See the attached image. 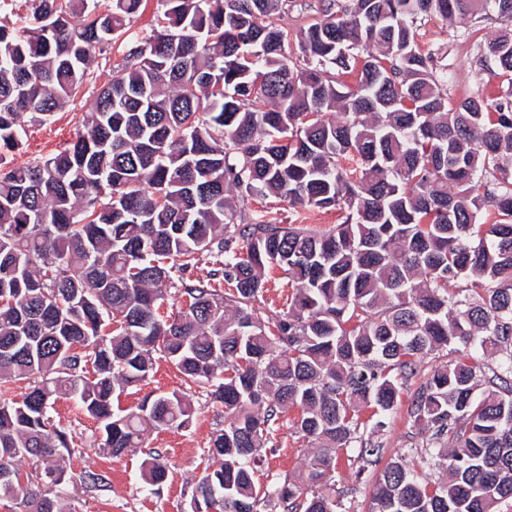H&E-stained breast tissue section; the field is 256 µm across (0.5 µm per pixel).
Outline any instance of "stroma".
I'll use <instances>...</instances> for the list:
<instances>
[{
    "mask_svg": "<svg viewBox=\"0 0 512 512\" xmlns=\"http://www.w3.org/2000/svg\"><path fill=\"white\" fill-rule=\"evenodd\" d=\"M478 37L465 33L464 25L448 27L445 21L435 19L420 30L421 44H439L444 48V62L452 81L448 86L450 97L459 99L476 92L494 94L498 91V79L492 78L486 66L480 62L478 40H489L511 28L497 17L486 18L479 23ZM120 52L109 50L97 56L93 63L94 80L64 108L55 112L45 123L27 122V134L18 150L7 153V161L20 164L44 158L65 148L81 129L80 120L92 112L96 96L107 83L113 66L119 62ZM249 209L256 211L262 220L280 224H302L324 229L336 224L339 216L333 211L291 208L278 198L252 200ZM180 391L189 396L198 408L193 425L186 430H153L146 434L145 445L163 452L170 470V478L158 494L142 491L140 451H128L114 457L98 449L97 425L85 415L72 400L58 399L52 415L73 439L75 453L71 459L73 474L54 487V495L65 505L66 512H189L191 487L214 460L209 453V440L217 424L224 420L222 406L214 402L209 388L187 385L166 362H157L152 377L137 389L121 396L119 406L134 408L149 393ZM410 393L401 399L382 432L373 434L374 442L385 448L386 458H393L397 451L421 440L419 427L410 419ZM279 449L269 458L271 473L301 471L311 444L297 433L292 421L281 425L277 437ZM90 468L104 472L110 482L107 490L96 492L85 488L79 478L81 469ZM336 491L340 495L342 512H365L372 493L373 473L357 475L346 459H338L334 474Z\"/></svg>",
    "mask_w": 512,
    "mask_h": 512,
    "instance_id": "35a3bbf8",
    "label": "stroma"
}]
</instances>
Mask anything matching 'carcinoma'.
<instances>
[{
  "label": "carcinoma",
  "mask_w": 512,
  "mask_h": 512,
  "mask_svg": "<svg viewBox=\"0 0 512 512\" xmlns=\"http://www.w3.org/2000/svg\"><path fill=\"white\" fill-rule=\"evenodd\" d=\"M141 0H24L30 23L0 18V496L64 512L32 489L25 460L52 482L70 465L51 422L74 400L102 449L141 448L149 429L188 428L178 390L133 410L113 399L166 361L214 387L224 427L216 468L191 491L204 512H332L307 486L345 455L378 465L386 426L418 364H448L413 391L424 438L389 460L368 512H503L512 503V34L482 58L508 81L495 96L448 97L440 50L422 22H512V0H323L294 33L288 0H159V29L122 49L84 130L61 151L5 164L26 134L90 81L95 54L120 41ZM275 197L335 211L323 231L255 218L237 205ZM202 259L232 298L178 277L189 304L158 314L173 272ZM288 271L289 309L254 307L268 268ZM497 357L485 373L484 360ZM317 445L304 472L256 474L279 422ZM446 482L423 481L422 463ZM147 487L169 476L141 463ZM81 479L103 491L91 469Z\"/></svg>",
  "instance_id": "1"
}]
</instances>
